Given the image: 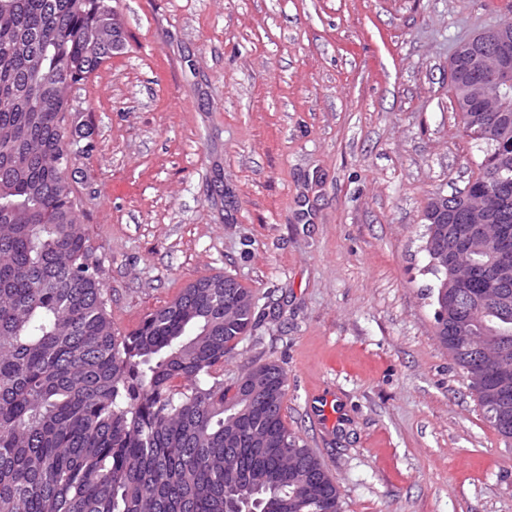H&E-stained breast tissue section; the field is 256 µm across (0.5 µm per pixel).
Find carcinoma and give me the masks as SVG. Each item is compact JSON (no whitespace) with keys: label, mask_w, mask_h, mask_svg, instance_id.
<instances>
[{"label":"carcinoma","mask_w":512,"mask_h":512,"mask_svg":"<svg viewBox=\"0 0 512 512\" xmlns=\"http://www.w3.org/2000/svg\"><path fill=\"white\" fill-rule=\"evenodd\" d=\"M121 24L112 0H6L0 7V512H231L242 491L256 512H342L322 463L288 430L283 369L259 386L270 412L240 414L224 364L253 320L250 291L224 277L189 284L125 336L112 330L98 272L65 178L57 174L68 89L111 57ZM465 187L480 204L512 173L492 171L512 136L488 146ZM484 411L512 359L488 348L478 375L436 329ZM299 448H261L264 433Z\"/></svg>","instance_id":"obj_1"}]
</instances>
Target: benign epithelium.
Wrapping results in <instances>:
<instances>
[{
    "instance_id": "7a95c632",
    "label": "benign epithelium",
    "mask_w": 512,
    "mask_h": 512,
    "mask_svg": "<svg viewBox=\"0 0 512 512\" xmlns=\"http://www.w3.org/2000/svg\"><path fill=\"white\" fill-rule=\"evenodd\" d=\"M453 57L466 62L461 71L451 63V78L456 89L457 105L465 111L479 103H490L499 112L512 110V27L499 24L462 43ZM485 138L493 142L512 132V125L482 124ZM503 207L487 205L478 209L463 194L435 195L422 212L426 224L424 250L429 266L437 276L436 316L443 329L465 328L464 317L474 309L487 316L484 336L493 340L506 334V328L491 316L484 295L470 290V280L478 279L486 288H506L512 284V226L502 223ZM499 225L498 234L484 240L486 225ZM483 242L484 263L470 277L457 272L454 261L458 249L466 242Z\"/></svg>"
}]
</instances>
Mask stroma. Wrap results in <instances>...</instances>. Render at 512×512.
Segmentation results:
<instances>
[{
    "mask_svg": "<svg viewBox=\"0 0 512 512\" xmlns=\"http://www.w3.org/2000/svg\"><path fill=\"white\" fill-rule=\"evenodd\" d=\"M112 5L125 46L69 93L66 177L115 333L231 276L256 322L224 381L284 368L343 512H512V445L436 336L421 221L477 174L452 55L512 0Z\"/></svg>",
    "mask_w": 512,
    "mask_h": 512,
    "instance_id": "obj_1",
    "label": "stroma"
}]
</instances>
